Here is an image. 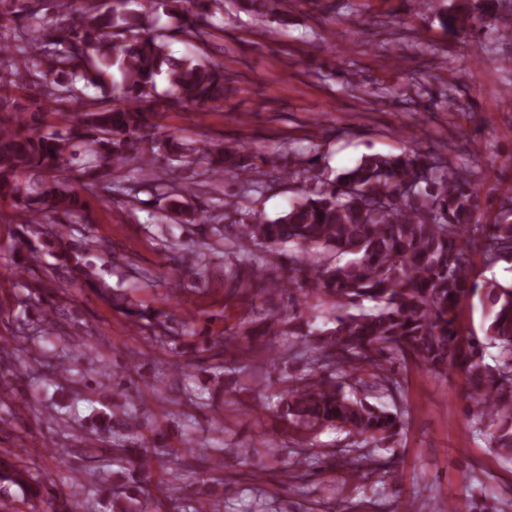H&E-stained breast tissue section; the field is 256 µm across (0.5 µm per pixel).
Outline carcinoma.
<instances>
[{
  "mask_svg": "<svg viewBox=\"0 0 512 512\" xmlns=\"http://www.w3.org/2000/svg\"><path fill=\"white\" fill-rule=\"evenodd\" d=\"M0 0V201L18 211L24 252L17 269L41 287L37 274L40 251L58 257L66 270L97 289L100 272L88 260L98 241L74 237L69 222L89 210L88 195L112 175L131 168L147 175L159 164L190 168L206 165L214 180L245 181L261 191L279 174L294 179L298 160L284 163L265 158L271 169L262 171L245 145L226 147L202 141L187 146L173 138H159L152 129L156 107L190 110L224 102V66L190 54L174 57L169 40L180 35L203 42L215 27L224 0H160L159 6L179 19L171 30L155 27L154 0ZM244 9L264 17L275 14L283 0H242ZM478 15L453 13L441 19L451 31L498 27L509 21L512 4L484 0ZM41 57L42 69L30 72L25 61ZM169 85L163 101L155 97L158 80ZM40 88L43 105L24 106L9 90ZM96 94H90V91ZM66 102L63 127L48 132L41 122L48 102ZM427 151L366 154L360 162L332 178L310 177L300 198L280 217L271 220L258 209L235 221V246L248 252L246 271L224 281L225 292L250 305L234 336H209L200 341L193 325L166 309L134 306L121 297L109 299L140 328L167 338L178 370L190 361H214L222 367L252 355L249 324L261 325L273 370L282 356L274 337L299 336L305 345L307 369L288 377L287 387L274 394L273 412L288 431L314 433L336 429L352 439L387 443L404 432L401 417L380 403L391 395L387 365L412 361L433 371L452 369L462 376L463 389L477 406L474 424L491 431L492 448L512 458V285L479 282L472 256L487 265L512 259V196L498 219L480 223L479 193L465 167L438 165ZM422 172L427 179L408 186ZM195 184L182 182L168 196V206L182 224H211L209 210H190L186 198ZM318 253L324 259L304 270L301 278L266 277L280 248ZM164 246L194 271V285L208 283L211 242L180 246L164 239ZM479 296L488 313L482 335L460 327V306ZM331 303L321 328L303 321L312 301ZM364 300L379 303L359 308ZM500 348L495 366L483 362L484 349ZM16 347L0 346V402L16 397ZM34 361L48 368L45 384L72 376L70 364L42 348ZM372 380L366 381L363 374ZM373 392L374 404L361 391ZM119 400L108 398L103 434L124 432L130 444L114 448L127 467L123 482L100 497L101 512H223V499L187 498L179 503L167 495L153 471L169 474L181 469L182 452L195 450L187 438L183 450L155 447L140 432L143 404L128 400L124 387H115ZM251 448H206L199 458L205 473H222L231 457ZM80 497H66L52 512H86L90 499L85 478L77 476ZM18 488L28 512H39L41 485L35 483L18 456L0 457V499Z\"/></svg>",
  "mask_w": 512,
  "mask_h": 512,
  "instance_id": "cac0c4a2",
  "label": "carcinoma"
}]
</instances>
